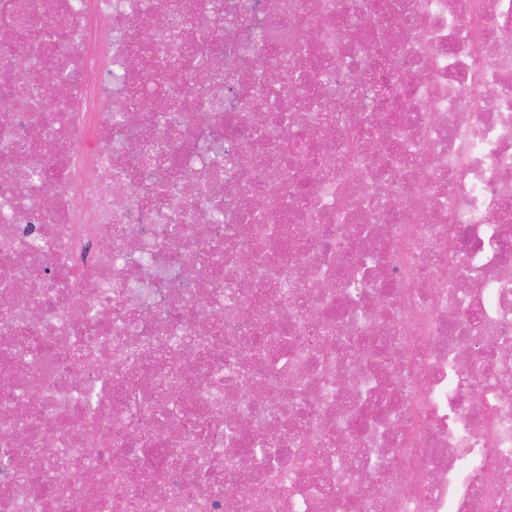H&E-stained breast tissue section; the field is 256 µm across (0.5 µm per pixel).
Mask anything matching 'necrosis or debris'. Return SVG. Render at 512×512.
<instances>
[{
    "label": "necrosis or debris",
    "mask_w": 512,
    "mask_h": 512,
    "mask_svg": "<svg viewBox=\"0 0 512 512\" xmlns=\"http://www.w3.org/2000/svg\"><path fill=\"white\" fill-rule=\"evenodd\" d=\"M4 31L0 512H512V0H0Z\"/></svg>",
    "instance_id": "1"
}]
</instances>
